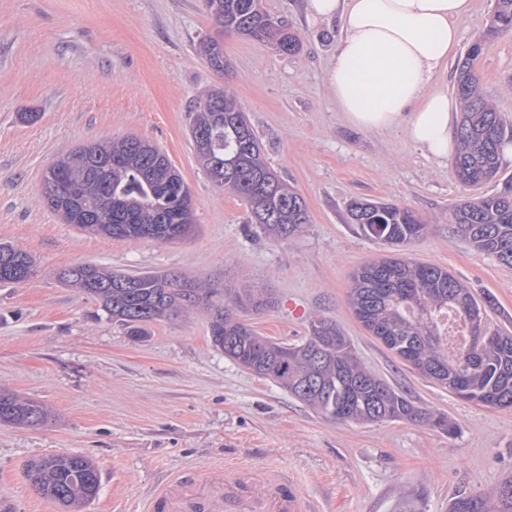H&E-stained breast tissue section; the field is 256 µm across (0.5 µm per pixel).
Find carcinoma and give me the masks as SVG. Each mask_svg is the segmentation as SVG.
Listing matches in <instances>:
<instances>
[{"instance_id":"carcinoma-1","label":"carcinoma","mask_w":512,"mask_h":512,"mask_svg":"<svg viewBox=\"0 0 512 512\" xmlns=\"http://www.w3.org/2000/svg\"><path fill=\"white\" fill-rule=\"evenodd\" d=\"M224 31L273 44L292 54L299 40L283 20H275L260 0H205ZM512 31V0H496L487 38ZM484 43L472 44L457 67L456 93L464 102L452 163L460 183L478 187L500 172L503 147L512 144V126L479 91L472 61ZM200 49L209 66L229 68L224 47L212 38ZM194 150L209 179L242 198L251 221L270 236L298 235L310 216L304 198L267 165L254 128L235 97L214 89L194 108ZM42 191L49 208L68 224L120 241L171 242L194 231L190 188L167 156L147 140L126 136L91 142L46 169ZM348 222L395 251L364 263L352 276L348 303L368 330L418 374L455 396L497 409H512V335L492 330L485 317L470 321L473 307H492L478 299L453 274L418 264L398 252L428 230L412 209L354 199ZM453 232L478 250L512 267V182L492 195L468 198L455 207ZM33 275L27 252L0 243V283L20 284ZM59 279L97 299L113 322L136 341L151 323L198 310L208 317L211 341L243 369L286 390L315 413L334 422L372 424L409 421L450 435L458 427L447 415L416 406L408 395L369 371L338 325L314 316L308 336L297 344L260 335L244 315H260L276 305L260 285L229 284L171 272H107L90 264L62 271ZM454 311L473 346L450 358L441 316ZM46 413L39 404L13 394L0 395V423L37 426ZM26 479L34 490L64 512H80L95 499L101 477L82 455H50L29 464ZM448 512H512V478L491 493L454 499Z\"/></svg>"}]
</instances>
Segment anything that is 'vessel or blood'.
<instances>
[{
  "label": "vessel or blood",
  "instance_id": "b4317fda",
  "mask_svg": "<svg viewBox=\"0 0 512 512\" xmlns=\"http://www.w3.org/2000/svg\"><path fill=\"white\" fill-rule=\"evenodd\" d=\"M224 464L211 465L206 473L190 469L173 476L144 503V512H306L304 498L290 484L275 485L265 496L242 490Z\"/></svg>",
  "mask_w": 512,
  "mask_h": 512
}]
</instances>
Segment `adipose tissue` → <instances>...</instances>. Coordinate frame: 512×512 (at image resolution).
I'll return each mask as SVG.
<instances>
[{
  "label": "adipose tissue",
  "instance_id": "obj_1",
  "mask_svg": "<svg viewBox=\"0 0 512 512\" xmlns=\"http://www.w3.org/2000/svg\"><path fill=\"white\" fill-rule=\"evenodd\" d=\"M473 0H307L339 32L327 83L341 112L368 130L401 127L446 159L456 149V105L435 89Z\"/></svg>",
  "mask_w": 512,
  "mask_h": 512
}]
</instances>
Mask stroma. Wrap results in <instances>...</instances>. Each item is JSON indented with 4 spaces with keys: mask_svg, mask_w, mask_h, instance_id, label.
<instances>
[{
    "mask_svg": "<svg viewBox=\"0 0 512 512\" xmlns=\"http://www.w3.org/2000/svg\"><path fill=\"white\" fill-rule=\"evenodd\" d=\"M494 5L473 0L448 65L484 41L473 63L479 90L512 123V35L484 37ZM262 6L288 21L298 52L225 32L203 0H0V243L23 248L37 268L23 284L0 285V391L48 413L36 427L0 425V512H60L24 476L30 461L52 453L85 456L99 469V494L84 512H141L170 477L218 461L242 465L246 485L294 484L309 512H448L454 498L512 477V409L473 404L419 376L347 304L350 273L389 253L349 224L347 205L392 202L428 226L404 254L491 297L488 326L512 334V267L456 236L449 221L464 199L512 180V160L475 191L401 128L352 127L326 82L335 23L313 19L306 0ZM206 37L223 44L229 74L201 56ZM217 86L240 102L269 167L303 196L311 222L299 235H266L245 202L198 164L191 111ZM125 135L158 146L190 187L192 236L114 240L47 206L49 164ZM80 263L265 284L279 303L252 317L259 334L297 343L308 317L333 320L368 369L416 405L447 414L459 432L326 420L225 357L198 311L154 322L132 341L99 302L58 280ZM289 299L304 306L305 321L289 320Z\"/></svg>",
    "mask_w": 512,
    "mask_h": 512,
    "instance_id": "1",
    "label": "stroma"
}]
</instances>
